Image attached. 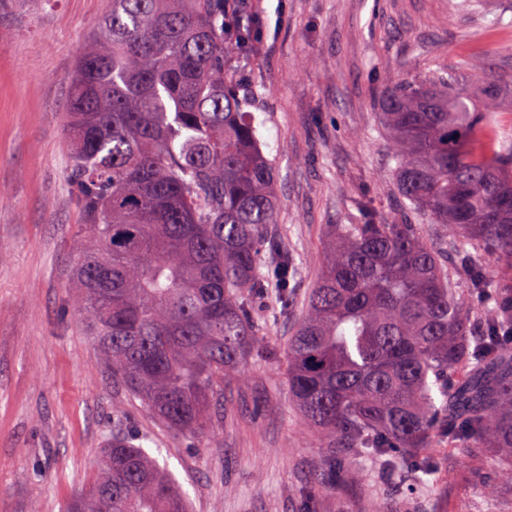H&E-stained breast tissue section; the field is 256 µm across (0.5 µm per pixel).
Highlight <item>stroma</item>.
<instances>
[{"label":"stroma","mask_w":512,"mask_h":512,"mask_svg":"<svg viewBox=\"0 0 512 512\" xmlns=\"http://www.w3.org/2000/svg\"><path fill=\"white\" fill-rule=\"evenodd\" d=\"M107 0H26L0 16V512H64L94 478L113 430L145 437L188 495V512H301L324 478L327 453L288 394L285 357H252L224 380V430L215 440L175 434L113 385L106 354L66 306L84 216L69 188L62 119L67 77ZM260 39L245 59L226 52L279 169L282 209L264 248L293 246L306 299L324 262L330 224L361 221L368 193L394 212L389 137L376 96L403 71L425 75L463 61L512 74V0H259ZM296 316L261 301L265 343L285 349ZM432 484L402 492L371 460L347 458L346 476L315 512H383L407 498L419 512H475L483 498L466 454L441 442Z\"/></svg>","instance_id":"1"}]
</instances>
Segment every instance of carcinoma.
<instances>
[{
	"mask_svg": "<svg viewBox=\"0 0 512 512\" xmlns=\"http://www.w3.org/2000/svg\"><path fill=\"white\" fill-rule=\"evenodd\" d=\"M224 0H110L68 79L70 184L86 225L67 303L112 381L170 430L224 426V376L275 355L254 300L292 313L297 253L260 243L280 206L272 161L226 69ZM512 79L470 64L404 73L377 98L412 224L368 210L330 225L321 275L288 341V388L343 458L396 484L445 439L476 462L481 512L512 501ZM446 229L439 248L431 226ZM459 262L467 288L444 263ZM67 512H186L143 446L112 433Z\"/></svg>",
	"mask_w": 512,
	"mask_h": 512,
	"instance_id": "1",
	"label": "carcinoma"
}]
</instances>
